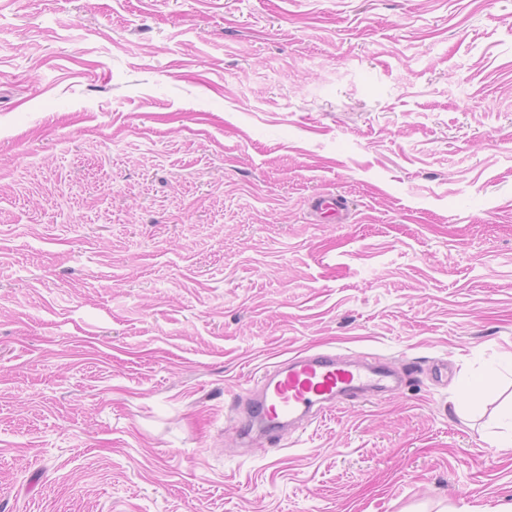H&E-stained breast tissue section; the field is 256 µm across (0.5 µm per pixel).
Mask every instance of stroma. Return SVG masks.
<instances>
[{"label":"stroma","mask_w":512,"mask_h":512,"mask_svg":"<svg viewBox=\"0 0 512 512\" xmlns=\"http://www.w3.org/2000/svg\"><path fill=\"white\" fill-rule=\"evenodd\" d=\"M304 349L406 383L242 444ZM511 403L512 0H0V512H512ZM314 211L319 215L330 214L333 217L340 218L344 212L348 211L347 202L339 196L319 195L312 200Z\"/></svg>","instance_id":"1"}]
</instances>
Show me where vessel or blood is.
Here are the masks:
<instances>
[{"label":"vessel or blood","instance_id":"obj_1","mask_svg":"<svg viewBox=\"0 0 512 512\" xmlns=\"http://www.w3.org/2000/svg\"><path fill=\"white\" fill-rule=\"evenodd\" d=\"M312 203L320 215L338 218L348 210L347 202L337 196L320 195L313 198ZM396 387L395 374L389 363H345L333 353L302 352L265 374L251 414L274 433L311 409L322 411L357 393Z\"/></svg>","mask_w":512,"mask_h":512}]
</instances>
